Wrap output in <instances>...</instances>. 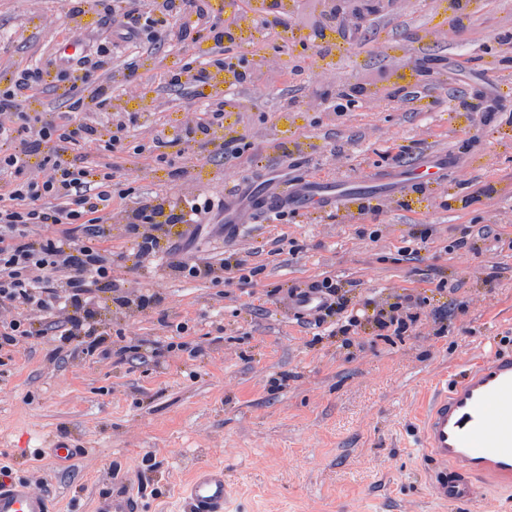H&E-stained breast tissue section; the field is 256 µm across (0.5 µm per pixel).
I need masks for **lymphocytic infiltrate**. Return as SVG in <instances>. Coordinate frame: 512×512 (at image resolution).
Instances as JSON below:
<instances>
[{
  "instance_id": "lymphocytic-infiltrate-1",
  "label": "lymphocytic infiltrate",
  "mask_w": 512,
  "mask_h": 512,
  "mask_svg": "<svg viewBox=\"0 0 512 512\" xmlns=\"http://www.w3.org/2000/svg\"><path fill=\"white\" fill-rule=\"evenodd\" d=\"M128 9L113 14L117 37L124 42L140 39L149 28L170 29L180 20V38L193 31H205L214 42L209 48L208 66L186 67L172 73L170 85L189 82L206 91L205 102L180 123L178 132L166 139L169 147L196 145L207 152L215 133L224 126L228 98L211 93L214 71L230 74L235 81L246 78L239 56L223 52L228 34L222 29H204L208 14L205 0H151L140 10V0H126ZM44 82V72L27 68L12 75L7 90L0 91V175L11 176L6 195H0V350L14 345L18 337L35 336L32 316L60 315L65 327L57 336L60 346L95 350L102 341L94 322V287L106 284L120 291L112 276V264L101 245L111 235L109 207L112 202L111 168L91 164L79 166L68 157L70 146H96L115 151L126 138L128 124L136 116L116 121L105 128L101 117L73 121L70 114L55 118L28 112L27 105ZM39 157V171L30 174L31 157ZM215 208L209 197H183L164 203L147 197L139 201L126 227L139 261L156 257L162 250L153 228L162 224H200ZM40 224H72L77 235L39 237L33 232ZM326 303L315 317V325H328L329 335L349 336L363 310H352L336 280L318 284Z\"/></svg>"
}]
</instances>
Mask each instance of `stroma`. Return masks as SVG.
Returning a JSON list of instances; mask_svg holds the SVG:
<instances>
[{
    "instance_id": "obj_1",
    "label": "stroma",
    "mask_w": 512,
    "mask_h": 512,
    "mask_svg": "<svg viewBox=\"0 0 512 512\" xmlns=\"http://www.w3.org/2000/svg\"><path fill=\"white\" fill-rule=\"evenodd\" d=\"M72 8L71 0H0V72L48 65L67 39L90 51L111 46L112 17L97 0H81L76 17ZM448 17L435 0H403L351 38L333 32L314 44L298 25L301 44L290 54L261 33L235 45L255 68L251 83L233 88L236 106L216 134L247 143L232 161L155 147L136 125L123 151L94 154L121 187L104 248L127 301L96 289L104 342L94 352L55 351L48 335L0 352V467L47 493L56 512H91L116 479L142 496V512H179L181 484L205 465L224 468V512H470L432 496L415 423L462 362L512 350V60L494 40L512 27V0H475L456 33ZM202 60L187 40L132 46L114 56L105 105L90 102L89 88L55 82L33 108L69 112L82 98L122 120L191 112V85L171 87L168 76ZM355 87L363 96L337 112ZM459 91L498 96L503 109L486 119L449 111ZM289 96L298 106L282 111ZM431 150L448 153L444 189L354 215L269 214L228 246L215 231L219 209L192 235L164 225L176 249L153 265L139 263L125 237L145 196L217 199L225 186L282 166L360 187ZM465 230L472 246L457 248ZM411 242L419 253L409 260L399 250ZM233 252L262 274L224 279ZM190 259L209 262L215 279L173 270ZM326 278L368 314L347 347L286 307L287 289ZM144 292L157 296L155 307L139 308ZM408 295L418 302L416 329L380 336L370 314ZM178 323L189 330L173 349L169 328ZM60 439L81 455L54 460L48 449Z\"/></svg>"
}]
</instances>
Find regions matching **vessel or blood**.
I'll return each mask as SVG.
<instances>
[{
  "instance_id": "1",
  "label": "vessel or blood",
  "mask_w": 512,
  "mask_h": 512,
  "mask_svg": "<svg viewBox=\"0 0 512 512\" xmlns=\"http://www.w3.org/2000/svg\"><path fill=\"white\" fill-rule=\"evenodd\" d=\"M448 156L429 152L389 178L390 193L443 184ZM370 195L341 182L303 176L277 179L259 195L245 187L224 191V239H238L246 215L290 206L324 210L368 207ZM322 296L305 287L289 297V309L304 317L317 314ZM430 489L449 505L476 500L478 485L512 489V351L498 349L465 362L435 390L417 429ZM228 486L220 466L195 469L181 491L184 512H224ZM0 512H52L48 496L28 480L0 485ZM93 512H142V503L126 486L100 492Z\"/></svg>"
}]
</instances>
